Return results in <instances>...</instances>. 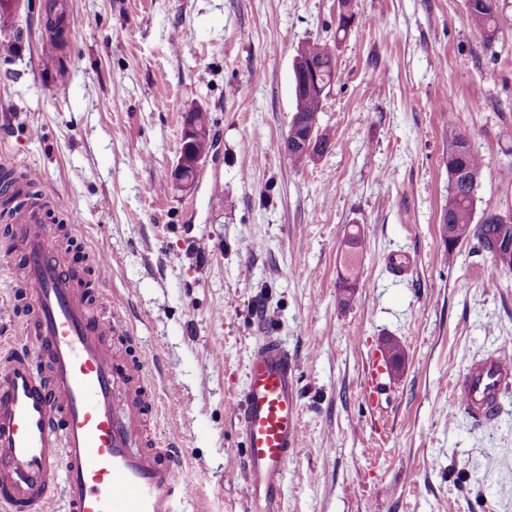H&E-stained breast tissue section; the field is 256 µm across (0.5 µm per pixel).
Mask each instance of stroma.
<instances>
[{"instance_id": "1", "label": "stroma", "mask_w": 512, "mask_h": 512, "mask_svg": "<svg viewBox=\"0 0 512 512\" xmlns=\"http://www.w3.org/2000/svg\"><path fill=\"white\" fill-rule=\"evenodd\" d=\"M501 6L490 45L465 0H352L342 37L339 0H23L0 30V165L41 173L53 223L80 216L74 256L111 257L92 303L179 400L185 494L207 512H248L236 407L262 332L298 364L284 512H512V392L480 424L453 390L474 358L512 357V272L440 226L452 124L484 161L476 217L512 214ZM312 41L335 52L333 143L297 166L282 142ZM195 107L215 147L186 193L172 174ZM391 343L395 378L367 401V357Z\"/></svg>"}]
</instances>
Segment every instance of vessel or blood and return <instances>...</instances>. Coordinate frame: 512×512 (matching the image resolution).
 Masks as SVG:
<instances>
[{"mask_svg":"<svg viewBox=\"0 0 512 512\" xmlns=\"http://www.w3.org/2000/svg\"><path fill=\"white\" fill-rule=\"evenodd\" d=\"M21 262L15 294L26 312L0 358V512H182L183 451L176 429L147 442L158 406L144 357L118 358L120 317L96 321L58 227L41 204L0 212ZM392 366L370 354L364 379L375 397ZM238 397L245 441L239 469L249 512H283L281 491L301 442L297 363L285 344L259 337ZM512 385V359H474L456 383L463 411L497 416Z\"/></svg>","mask_w":512,"mask_h":512,"instance_id":"vessel-or-blood-1","label":"vessel or blood"}]
</instances>
